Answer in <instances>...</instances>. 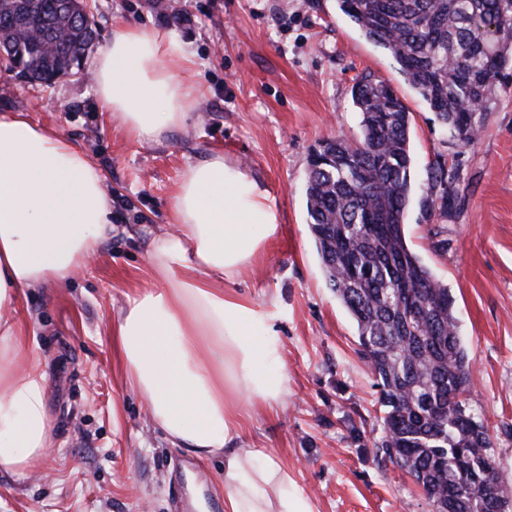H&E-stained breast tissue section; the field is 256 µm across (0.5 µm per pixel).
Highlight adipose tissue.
<instances>
[{"instance_id":"1","label":"adipose tissue","mask_w":512,"mask_h":512,"mask_svg":"<svg viewBox=\"0 0 512 512\" xmlns=\"http://www.w3.org/2000/svg\"><path fill=\"white\" fill-rule=\"evenodd\" d=\"M193 59L167 32L120 27L94 62L96 94L131 133L186 128L196 104L177 75ZM173 229L151 233L152 284L129 297L114 333L127 382L174 444L224 460V512H315L287 464L236 448L237 398L275 408L287 385L274 312L224 291L275 236L267 195L215 154L171 198ZM112 196L89 157L23 112L0 113V475L41 466L55 435L48 376L20 292L66 280L112 232Z\"/></svg>"}]
</instances>
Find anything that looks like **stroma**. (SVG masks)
Instances as JSON below:
<instances>
[{
	"instance_id": "obj_1",
	"label": "stroma",
	"mask_w": 512,
	"mask_h": 512,
	"mask_svg": "<svg viewBox=\"0 0 512 512\" xmlns=\"http://www.w3.org/2000/svg\"><path fill=\"white\" fill-rule=\"evenodd\" d=\"M95 0L97 48L122 25L178 37L194 60L198 101L186 129L132 136L95 93L94 63L46 88L0 70V113L23 112L103 172L118 231L63 283L19 296L40 346L56 443L27 476H0V512H224L223 460H203L148 416L125 380L113 333L127 294L149 280L148 231L191 166L221 153L269 196L278 223L252 265L224 289L276 304L287 374L283 405L255 408L236 441L288 465L317 512H429L412 479L366 447L383 435L378 390L357 325L326 286L304 193L309 159L338 134L357 135L354 78L388 83L411 114L416 183L452 163L442 216L411 204V248L447 284L472 364L471 408L488 422L499 479L512 495V86L474 145L457 144L367 42L335 0Z\"/></svg>"
}]
</instances>
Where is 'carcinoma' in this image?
Listing matches in <instances>:
<instances>
[{
  "label": "carcinoma",
  "instance_id": "obj_1",
  "mask_svg": "<svg viewBox=\"0 0 512 512\" xmlns=\"http://www.w3.org/2000/svg\"><path fill=\"white\" fill-rule=\"evenodd\" d=\"M364 37L400 73L462 146L480 137L499 89L512 78V0H337ZM50 0H0V46L45 86L66 76L97 38ZM62 37L49 58L38 39ZM360 133L326 139L309 164L305 198L328 287L357 324L358 345L380 388L384 435L375 455L408 474L437 512H512L483 420L469 407L471 363L454 299L409 248L404 220L412 198L408 109L385 81L365 74L352 87ZM448 169L427 171L420 206L444 214Z\"/></svg>",
  "mask_w": 512,
  "mask_h": 512
}]
</instances>
